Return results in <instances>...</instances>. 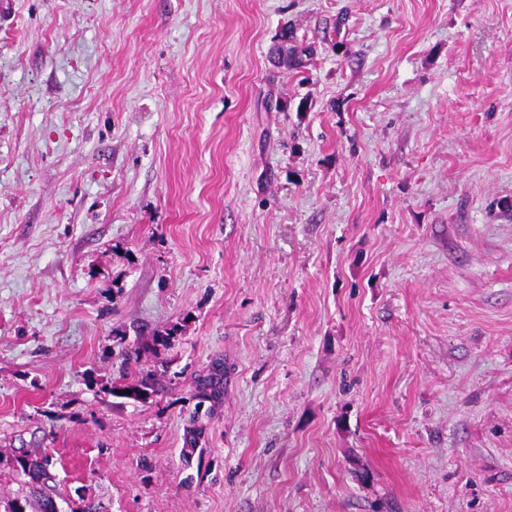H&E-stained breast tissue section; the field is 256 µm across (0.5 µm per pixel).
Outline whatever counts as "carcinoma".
<instances>
[{"instance_id": "carcinoma-1", "label": "carcinoma", "mask_w": 512, "mask_h": 512, "mask_svg": "<svg viewBox=\"0 0 512 512\" xmlns=\"http://www.w3.org/2000/svg\"><path fill=\"white\" fill-rule=\"evenodd\" d=\"M183 326L175 323L161 330L152 338L156 346L168 347L181 335ZM136 402L147 403L158 395L159 383L153 371L138 370L123 376V382L108 390ZM224 394V364L216 361L207 372L199 374L193 381L192 398L198 403H210V408L219 405ZM15 470L25 477L22 487L24 495L10 500L8 512H60L56 501V474L53 457L48 454H21L15 458Z\"/></svg>"}]
</instances>
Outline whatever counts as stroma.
Here are the masks:
<instances>
[{
	"label": "stroma",
	"instance_id": "1",
	"mask_svg": "<svg viewBox=\"0 0 512 512\" xmlns=\"http://www.w3.org/2000/svg\"><path fill=\"white\" fill-rule=\"evenodd\" d=\"M8 2L0 512H512V0ZM224 394V364L215 361L206 373L198 374L193 381L192 399H197V405L209 402V410L219 405ZM122 379L125 381L118 385H112L111 389L108 390L109 394L147 403L160 391L159 383L156 381V373L151 370H138L134 375L127 372ZM127 391H130V394H127ZM53 460L48 454L26 453L15 458V470L26 478L22 484L25 492L10 500L8 512H62L56 501Z\"/></svg>",
	"mask_w": 512,
	"mask_h": 512
}]
</instances>
